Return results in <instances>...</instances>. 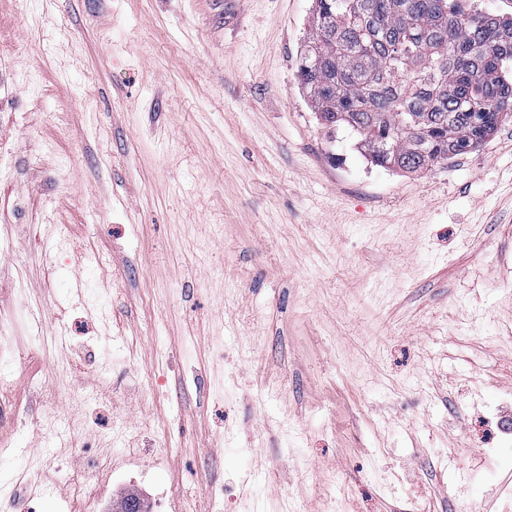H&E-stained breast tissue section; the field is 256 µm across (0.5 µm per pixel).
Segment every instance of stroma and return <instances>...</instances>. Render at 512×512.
Segmentation results:
<instances>
[{"label": "stroma", "instance_id": "obj_1", "mask_svg": "<svg viewBox=\"0 0 512 512\" xmlns=\"http://www.w3.org/2000/svg\"><path fill=\"white\" fill-rule=\"evenodd\" d=\"M226 2L0 0V318L39 355L0 486L84 512L65 479L107 453L106 504L151 512L212 485L224 512H500L465 401L512 383V121L374 166L300 89L312 0ZM119 417L149 455L108 447Z\"/></svg>", "mask_w": 512, "mask_h": 512}]
</instances>
